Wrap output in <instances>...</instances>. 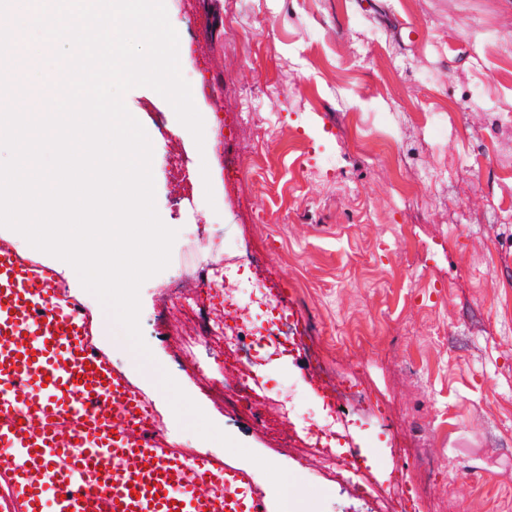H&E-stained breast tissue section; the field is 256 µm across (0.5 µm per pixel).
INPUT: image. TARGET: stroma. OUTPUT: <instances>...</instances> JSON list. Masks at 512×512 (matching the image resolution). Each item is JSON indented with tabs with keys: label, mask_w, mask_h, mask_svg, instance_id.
<instances>
[{
	"label": "stroma",
	"mask_w": 512,
	"mask_h": 512,
	"mask_svg": "<svg viewBox=\"0 0 512 512\" xmlns=\"http://www.w3.org/2000/svg\"><path fill=\"white\" fill-rule=\"evenodd\" d=\"M188 63L196 109L215 121L211 193L185 186L171 161L196 170L193 138L173 130L156 91L126 92L154 145L155 204L179 233L167 268L139 292L151 357L117 347L108 313L71 266L41 252L85 306L96 346L152 399L171 447L218 457L266 486L273 512L284 480L298 512H404L387 492L362 497L266 435L221 388L222 340L199 348L214 385L181 358L193 329L165 300L168 281L198 264L258 252L313 323L339 375H354L391 413L359 409L353 439L390 474L427 475L418 512H512V0H165ZM224 12L225 30L206 17ZM244 113L232 131L222 118ZM241 161L228 188L224 153ZM219 251H197L201 237ZM293 421L319 400L294 364L265 368ZM397 444L404 455L391 457Z\"/></svg>",
	"instance_id": "1"
}]
</instances>
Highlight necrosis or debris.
<instances>
[{
  "mask_svg": "<svg viewBox=\"0 0 512 512\" xmlns=\"http://www.w3.org/2000/svg\"><path fill=\"white\" fill-rule=\"evenodd\" d=\"M246 271L251 274L253 294V305L249 308L241 305L230 285L235 274ZM201 276L208 280V287L192 290L185 280L179 279L171 284L169 293L189 297L188 308L199 321L200 336L223 337L228 385L244 402L247 412L259 421L264 432L279 436L288 447L312 455L337 480L354 482L359 493H374L377 486L371 482L367 471H353L342 451L349 436V426L339 419L336 411L337 404L343 402L359 406L370 404V394L365 387L349 380L329 383L331 365L324 355H315L311 380L325 390L322 412L319 418L306 421L301 430L295 431L286 427L290 420L287 407L275 404L264 391L250 385L249 371L256 342L276 336L301 349L313 334L308 321L271 320L270 302L282 295L279 277L253 257L233 258L221 269L207 267Z\"/></svg>",
  "mask_w": 512,
  "mask_h": 512,
  "instance_id": "1",
  "label": "necrosis or debris"
}]
</instances>
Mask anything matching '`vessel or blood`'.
I'll list each match as a JSON object with an SVG mask.
<instances>
[{"mask_svg":"<svg viewBox=\"0 0 512 512\" xmlns=\"http://www.w3.org/2000/svg\"><path fill=\"white\" fill-rule=\"evenodd\" d=\"M56 280L0 239V478L13 512H270L244 470L167 443ZM274 360L299 357L258 351L255 385Z\"/></svg>","mask_w":512,"mask_h":512,"instance_id":"obj_1","label":"vessel or blood"}]
</instances>
